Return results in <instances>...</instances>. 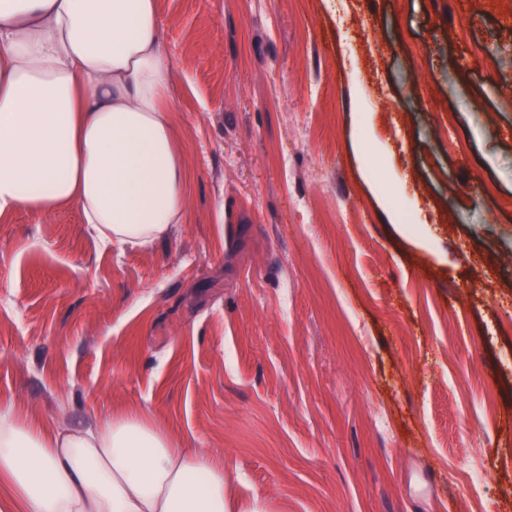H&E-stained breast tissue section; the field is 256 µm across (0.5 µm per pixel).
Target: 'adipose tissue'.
I'll return each instance as SVG.
<instances>
[{"mask_svg": "<svg viewBox=\"0 0 512 512\" xmlns=\"http://www.w3.org/2000/svg\"><path fill=\"white\" fill-rule=\"evenodd\" d=\"M156 0H0V216L77 207L144 246L187 216ZM0 512H236L224 455L152 415L47 429L0 410Z\"/></svg>", "mask_w": 512, "mask_h": 512, "instance_id": "adipose-tissue-1", "label": "adipose tissue"}]
</instances>
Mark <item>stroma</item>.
Masks as SVG:
<instances>
[{
    "mask_svg": "<svg viewBox=\"0 0 512 512\" xmlns=\"http://www.w3.org/2000/svg\"><path fill=\"white\" fill-rule=\"evenodd\" d=\"M157 5L188 218L0 217V406L148 409L269 512H512V0Z\"/></svg>",
    "mask_w": 512,
    "mask_h": 512,
    "instance_id": "1",
    "label": "stroma"
}]
</instances>
